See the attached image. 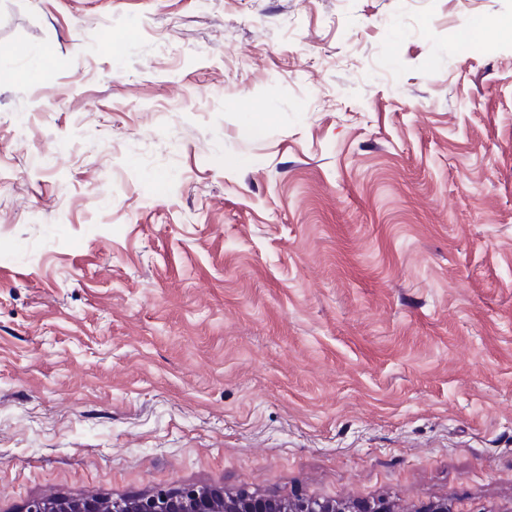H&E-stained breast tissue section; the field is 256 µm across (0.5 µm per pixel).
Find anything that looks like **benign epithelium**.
<instances>
[{
	"label": "benign epithelium",
	"instance_id": "7a95c632",
	"mask_svg": "<svg viewBox=\"0 0 512 512\" xmlns=\"http://www.w3.org/2000/svg\"><path fill=\"white\" fill-rule=\"evenodd\" d=\"M25 512H103L99 496L50 499L34 497L27 501ZM123 512H351L346 505L334 500L320 501L295 496L233 494L222 489L202 492V486H184L170 494L156 491L135 498L123 507Z\"/></svg>",
	"mask_w": 512,
	"mask_h": 512
}]
</instances>
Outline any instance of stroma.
Segmentation results:
<instances>
[{
	"label": "stroma",
	"mask_w": 512,
	"mask_h": 512,
	"mask_svg": "<svg viewBox=\"0 0 512 512\" xmlns=\"http://www.w3.org/2000/svg\"><path fill=\"white\" fill-rule=\"evenodd\" d=\"M191 484L512 512V0H0V512Z\"/></svg>",
	"instance_id": "1"
}]
</instances>
